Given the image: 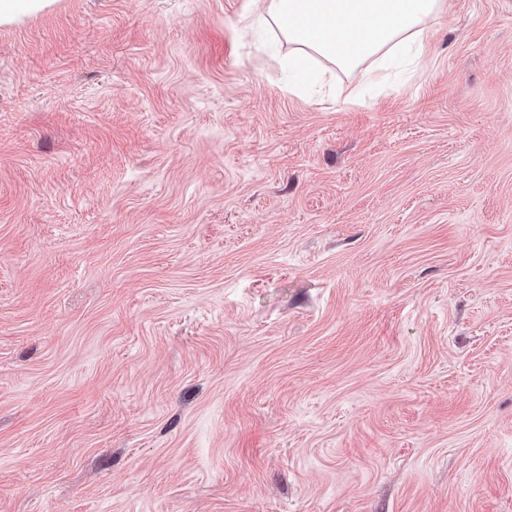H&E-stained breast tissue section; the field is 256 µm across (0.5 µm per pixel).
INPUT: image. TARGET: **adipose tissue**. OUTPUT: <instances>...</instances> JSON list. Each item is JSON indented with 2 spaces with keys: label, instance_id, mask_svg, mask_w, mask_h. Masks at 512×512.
I'll use <instances>...</instances> for the list:
<instances>
[{
  "label": "adipose tissue",
  "instance_id": "adipose-tissue-1",
  "mask_svg": "<svg viewBox=\"0 0 512 512\" xmlns=\"http://www.w3.org/2000/svg\"><path fill=\"white\" fill-rule=\"evenodd\" d=\"M246 22L260 21L292 46L288 70L308 80L313 58L350 71L419 67L418 55L443 0H258Z\"/></svg>",
  "mask_w": 512,
  "mask_h": 512
}]
</instances>
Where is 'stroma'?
I'll use <instances>...</instances> for the list:
<instances>
[{
  "label": "stroma",
  "mask_w": 512,
  "mask_h": 512,
  "mask_svg": "<svg viewBox=\"0 0 512 512\" xmlns=\"http://www.w3.org/2000/svg\"><path fill=\"white\" fill-rule=\"evenodd\" d=\"M248 5L0 26V512H512V0L353 101Z\"/></svg>",
  "instance_id": "1"
}]
</instances>
